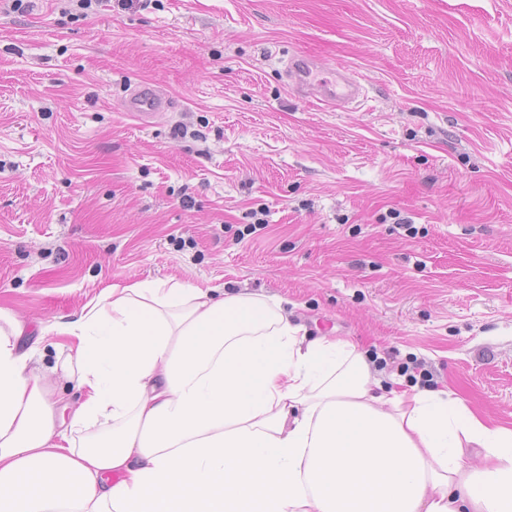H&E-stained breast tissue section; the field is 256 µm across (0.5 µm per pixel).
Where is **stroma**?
I'll return each mask as SVG.
<instances>
[{
	"label": "stroma",
	"instance_id": "35a3bbf8",
	"mask_svg": "<svg viewBox=\"0 0 512 512\" xmlns=\"http://www.w3.org/2000/svg\"><path fill=\"white\" fill-rule=\"evenodd\" d=\"M297 51L365 100L290 95ZM138 83L173 103L145 129ZM169 279L281 299L512 425V0H33L0 23V307L48 369L44 327Z\"/></svg>",
	"mask_w": 512,
	"mask_h": 512
}]
</instances>
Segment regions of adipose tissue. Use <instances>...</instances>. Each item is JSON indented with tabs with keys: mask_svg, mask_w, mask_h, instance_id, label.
<instances>
[{
	"mask_svg": "<svg viewBox=\"0 0 512 512\" xmlns=\"http://www.w3.org/2000/svg\"><path fill=\"white\" fill-rule=\"evenodd\" d=\"M25 330L0 308V512H512V428L306 341L281 303L103 289L52 326L69 416Z\"/></svg>",
	"mask_w": 512,
	"mask_h": 512,
	"instance_id": "ef3b65f1",
	"label": "adipose tissue"
}]
</instances>
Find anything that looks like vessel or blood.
<instances>
[{
	"instance_id": "vessel-or-blood-1",
	"label": "vessel or blood",
	"mask_w": 512,
	"mask_h": 512,
	"mask_svg": "<svg viewBox=\"0 0 512 512\" xmlns=\"http://www.w3.org/2000/svg\"><path fill=\"white\" fill-rule=\"evenodd\" d=\"M285 85L294 95L312 98L324 106L343 109L359 103L364 96L363 87L346 68L324 70L312 55L296 53L285 67ZM126 111L131 112L138 125L154 126L162 112L168 111L165 95L152 85H142L130 91L124 101Z\"/></svg>"
}]
</instances>
